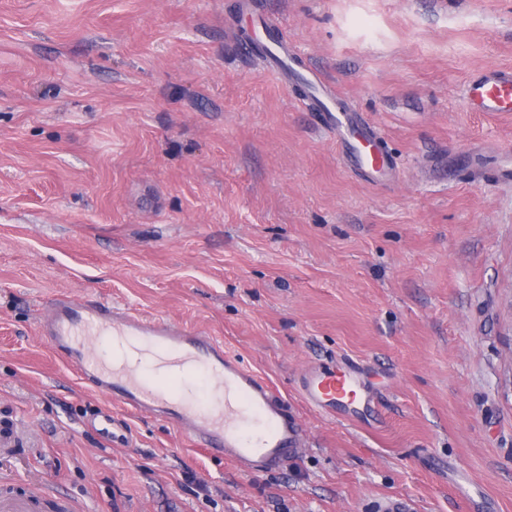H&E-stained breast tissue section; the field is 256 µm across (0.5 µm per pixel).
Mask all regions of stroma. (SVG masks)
I'll return each mask as SVG.
<instances>
[{
  "mask_svg": "<svg viewBox=\"0 0 512 512\" xmlns=\"http://www.w3.org/2000/svg\"><path fill=\"white\" fill-rule=\"evenodd\" d=\"M260 17L389 184L242 48ZM506 68L512 0H0V472L86 512H512V112L465 99ZM61 295L223 341L304 448L245 471L84 388L37 332ZM336 367L372 412L303 399ZM264 69L271 71L282 84L288 85L289 77H302L317 94L315 101L319 105L320 124L336 139L342 154L351 167L359 169L370 177L376 185L382 184L391 176L392 166L389 158L380 151L371 150L372 134L365 127V121L358 112H343L334 105V99L320 74L312 68L303 72L296 71L289 54L288 44L277 40L267 47L263 57Z\"/></svg>",
  "mask_w": 512,
  "mask_h": 512,
  "instance_id": "35a3bbf8",
  "label": "stroma"
}]
</instances>
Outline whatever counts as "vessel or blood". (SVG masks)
<instances>
[{
    "label": "vessel or blood",
    "instance_id": "obj_1",
    "mask_svg": "<svg viewBox=\"0 0 512 512\" xmlns=\"http://www.w3.org/2000/svg\"><path fill=\"white\" fill-rule=\"evenodd\" d=\"M266 70L280 82L295 75L316 89L320 124L331 133L351 167L375 184L392 172L389 158L372 150V134L362 116L336 107L320 74L308 68L296 72L287 43L272 42L263 59ZM467 100L476 112H512V70H493L472 78ZM136 338L161 353L164 362L206 371L224 392L223 404L186 401L182 389L164 393L149 389L144 377L118 371L92 355L94 341L105 333ZM38 333L84 382L134 411L171 421L195 446L217 452L242 469L261 471L277 465L306 439L301 425L288 415V404L261 377L225 352L223 344L204 333L165 320L149 319L97 299H54L42 311ZM302 392L310 405L333 410L367 394L361 376L353 372L308 371Z\"/></svg>",
    "mask_w": 512,
    "mask_h": 512
}]
</instances>
